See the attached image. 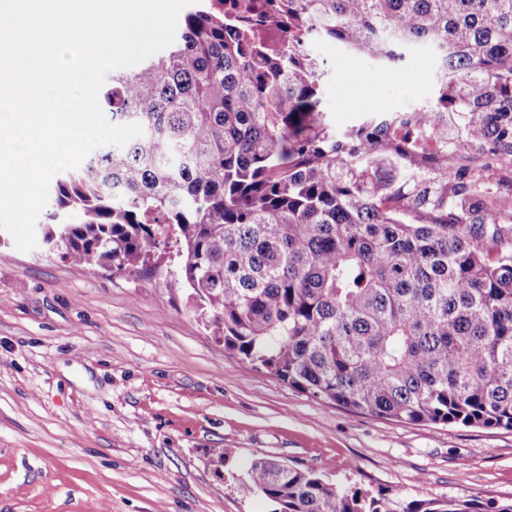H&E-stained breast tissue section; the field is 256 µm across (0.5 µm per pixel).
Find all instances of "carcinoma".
<instances>
[{
    "label": "carcinoma",
    "mask_w": 512,
    "mask_h": 512,
    "mask_svg": "<svg viewBox=\"0 0 512 512\" xmlns=\"http://www.w3.org/2000/svg\"><path fill=\"white\" fill-rule=\"evenodd\" d=\"M198 0L169 52L99 91L105 145L49 192L43 239L123 272L175 245L178 276L224 349L290 387L403 423L512 430V225L448 202V168L416 182L391 143L409 128L448 148V114L512 155V0H271L277 44ZM312 38L395 70L419 54L433 100L339 133L322 110ZM413 184L412 193L403 187ZM243 485L273 512H512V500H406L258 460Z\"/></svg>",
    "instance_id": "obj_1"
}]
</instances>
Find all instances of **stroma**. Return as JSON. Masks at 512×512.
<instances>
[{"mask_svg": "<svg viewBox=\"0 0 512 512\" xmlns=\"http://www.w3.org/2000/svg\"><path fill=\"white\" fill-rule=\"evenodd\" d=\"M336 126L428 100L422 57L384 73L310 43ZM363 70L360 93L347 84ZM450 124L449 175L512 225V158ZM271 457L333 483L408 499L512 498V431L407 424L301 393L225 350L173 268L109 273L44 246H0V512H272L240 482Z\"/></svg>", "mask_w": 512, "mask_h": 512, "instance_id": "35a3bbf8", "label": "stroma"}]
</instances>
